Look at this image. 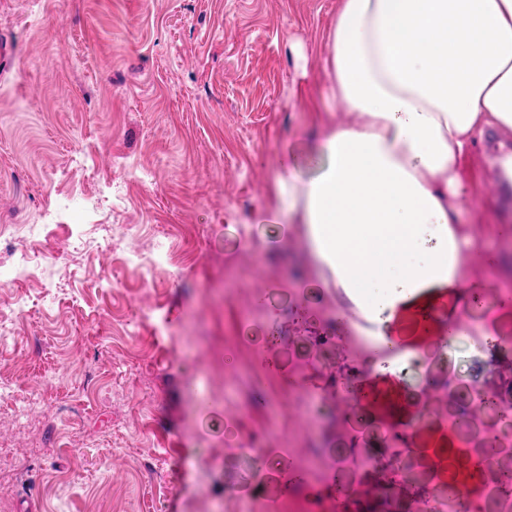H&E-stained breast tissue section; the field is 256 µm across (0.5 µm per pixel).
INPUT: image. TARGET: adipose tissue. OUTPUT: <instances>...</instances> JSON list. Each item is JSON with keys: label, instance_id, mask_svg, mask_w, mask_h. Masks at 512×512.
<instances>
[{"label": "adipose tissue", "instance_id": "obj_1", "mask_svg": "<svg viewBox=\"0 0 512 512\" xmlns=\"http://www.w3.org/2000/svg\"><path fill=\"white\" fill-rule=\"evenodd\" d=\"M324 67L349 119L326 123L310 177L275 179L305 225L314 273L390 336L424 289L464 295L483 233L461 221L465 174L492 130L512 132V0H340ZM427 243L424 262L408 257Z\"/></svg>", "mask_w": 512, "mask_h": 512}]
</instances>
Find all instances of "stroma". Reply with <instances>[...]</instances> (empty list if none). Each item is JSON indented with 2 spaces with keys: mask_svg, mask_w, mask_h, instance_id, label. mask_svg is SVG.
Returning <instances> with one entry per match:
<instances>
[{
  "mask_svg": "<svg viewBox=\"0 0 512 512\" xmlns=\"http://www.w3.org/2000/svg\"><path fill=\"white\" fill-rule=\"evenodd\" d=\"M338 0H0V237L37 250L29 276L0 281L10 334L0 348V447L21 461L0 485V512H199L248 485L240 438L262 435L266 459L287 453L311 422L294 404L325 374L361 368L355 340L319 344L341 298L309 275L304 227L279 212L274 178L287 156L309 158L325 121L346 117L323 69ZM467 221L512 224V189L488 158ZM134 227L120 238L118 226ZM481 246L479 316L512 285V248ZM141 261H134L132 251ZM233 268L240 292L211 300L207 278ZM202 322L204 358L179 334ZM275 331L276 345L262 343ZM467 377L512 372V357L455 343L447 364L415 375L406 404L432 423L448 415V368ZM98 378L82 390L85 372ZM210 378L209 406L191 410L185 383ZM36 398L26 416L17 405ZM322 430L362 457L378 428L359 431L349 405Z\"/></svg>",
  "mask_w": 512,
  "mask_h": 512,
  "instance_id": "35a3bbf8",
  "label": "stroma"
}]
</instances>
